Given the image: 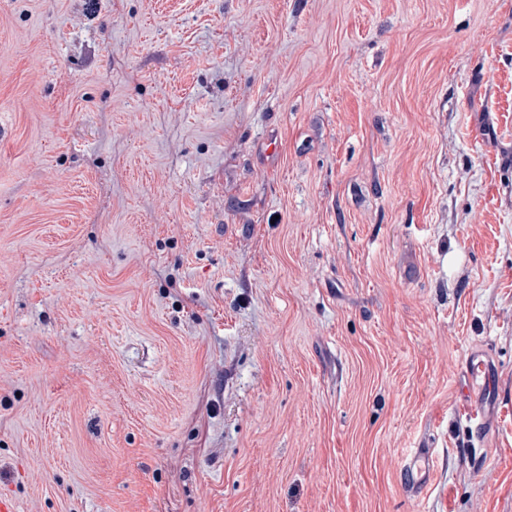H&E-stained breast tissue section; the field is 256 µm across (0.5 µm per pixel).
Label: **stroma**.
<instances>
[{
    "label": "stroma",
    "instance_id": "obj_1",
    "mask_svg": "<svg viewBox=\"0 0 512 512\" xmlns=\"http://www.w3.org/2000/svg\"><path fill=\"white\" fill-rule=\"evenodd\" d=\"M0 496L512 512V0H0ZM497 375L498 368L485 351L475 349L468 354L461 412L476 424L475 434L478 440L491 422L486 406L489 401H496ZM425 464L426 452L423 448L417 449L414 455L404 463L402 471L404 470L408 478L407 490L413 493H419L426 487Z\"/></svg>",
    "mask_w": 512,
    "mask_h": 512
}]
</instances>
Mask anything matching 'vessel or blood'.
Here are the masks:
<instances>
[{
	"label": "vessel or blood",
	"instance_id": "1",
	"mask_svg": "<svg viewBox=\"0 0 512 512\" xmlns=\"http://www.w3.org/2000/svg\"><path fill=\"white\" fill-rule=\"evenodd\" d=\"M498 368L485 351L476 349L469 353L466 360V375L462 388L463 403L461 411L477 430H484L490 422L486 406L496 398L495 381ZM426 453L417 449L414 455L403 465L408 478L409 491L421 492L426 484Z\"/></svg>",
	"mask_w": 512,
	"mask_h": 512
}]
</instances>
